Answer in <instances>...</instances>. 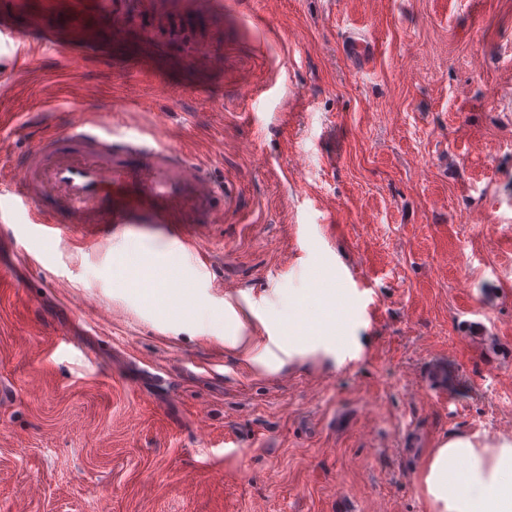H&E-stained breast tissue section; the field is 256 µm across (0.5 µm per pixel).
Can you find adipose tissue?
Returning a JSON list of instances; mask_svg holds the SVG:
<instances>
[{
    "mask_svg": "<svg viewBox=\"0 0 512 512\" xmlns=\"http://www.w3.org/2000/svg\"><path fill=\"white\" fill-rule=\"evenodd\" d=\"M310 294L289 290L288 305L278 312L279 324L290 327L281 339L285 355L334 348L333 337L313 340L295 330L290 310L305 304ZM419 480L436 512H512V439L478 443L465 435L449 436L430 453Z\"/></svg>",
    "mask_w": 512,
    "mask_h": 512,
    "instance_id": "1",
    "label": "adipose tissue"
}]
</instances>
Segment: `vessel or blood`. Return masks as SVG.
I'll use <instances>...</instances> for the list:
<instances>
[{"label":"vessel or blood","instance_id":"b4317fda","mask_svg":"<svg viewBox=\"0 0 512 512\" xmlns=\"http://www.w3.org/2000/svg\"><path fill=\"white\" fill-rule=\"evenodd\" d=\"M128 22L112 0H41L32 19L38 39L18 46L13 13L7 9L0 12V46L16 45L7 70L17 73L53 44L58 29L78 24L82 52L93 57L107 46L109 62L118 66L130 58L123 38ZM346 51L364 68L374 58L375 45L354 33L346 39ZM37 137L31 152L0 159V197L7 200L14 222L34 225L46 238L63 224L77 234L93 224L121 235L116 287H125L136 270L153 261L154 240L136 234V225H161L168 251L184 258L197 248L199 225L224 220L218 205L223 186L186 157L176 130L161 140L117 133L98 113L89 112L70 124L41 118Z\"/></svg>","mask_w":512,"mask_h":512}]
</instances>
